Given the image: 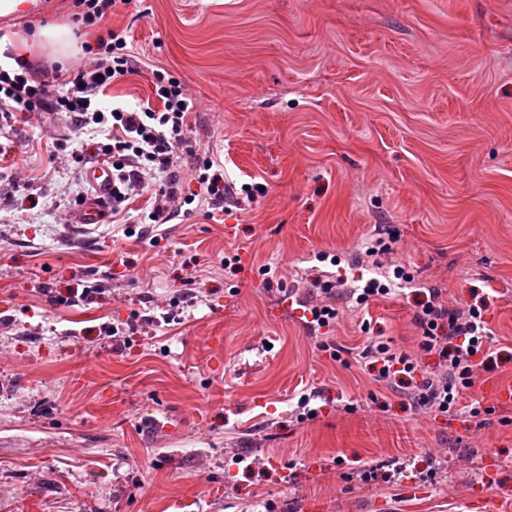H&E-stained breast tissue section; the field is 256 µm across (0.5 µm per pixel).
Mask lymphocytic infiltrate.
<instances>
[{"label": "lymphocytic infiltrate", "instance_id": "lymphocytic-infiltrate-1", "mask_svg": "<svg viewBox=\"0 0 512 512\" xmlns=\"http://www.w3.org/2000/svg\"><path fill=\"white\" fill-rule=\"evenodd\" d=\"M137 71L127 30L111 29L98 38L94 56L81 59L62 80L37 79L23 62L0 67V111L61 112L75 130L106 136L101 153L112 164V196L107 202L112 221L123 225L126 236L145 238L176 218L192 216L199 197L187 191L186 181H195L203 190L200 198L209 218L236 202L241 191L225 181L223 162L210 154L195 156L190 175H183L181 155L195 101L172 72L153 70L155 105L103 106L106 89ZM149 183L157 186L149 211L131 214L128 201ZM413 322L421 332V350L437 358L433 370L422 369L418 358L382 340L364 347L365 367L377 381L408 389L417 408L437 413L460 408L469 417H480L481 403L464 406L460 399L474 386L479 371L492 370L496 362L483 306L448 307L440 290L431 287L416 300Z\"/></svg>", "mask_w": 512, "mask_h": 512}]
</instances>
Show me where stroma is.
I'll return each instance as SVG.
<instances>
[{
    "label": "stroma",
    "mask_w": 512,
    "mask_h": 512,
    "mask_svg": "<svg viewBox=\"0 0 512 512\" xmlns=\"http://www.w3.org/2000/svg\"><path fill=\"white\" fill-rule=\"evenodd\" d=\"M70 0L0 16L53 78L78 55L39 41ZM129 29L138 72L109 90L147 101L152 72L197 107L190 144L263 194L212 220L127 238L63 215L87 183L54 112L0 118V512H468L512 501V0H132L77 46ZM386 264L484 301L507 361L463 403L484 423L423 413L356 353L368 336L418 354L413 294L357 306L340 290L310 334L315 279L386 233ZM236 257L225 266V257ZM271 266L261 275V266ZM105 279L88 306L59 292ZM181 296L175 321L162 319ZM136 319L125 346L107 329ZM348 352L336 361L323 344ZM309 395L314 418L300 416ZM390 480L344 481L357 463ZM435 479H427L429 468Z\"/></svg>",
    "instance_id": "stroma-1"
}]
</instances>
